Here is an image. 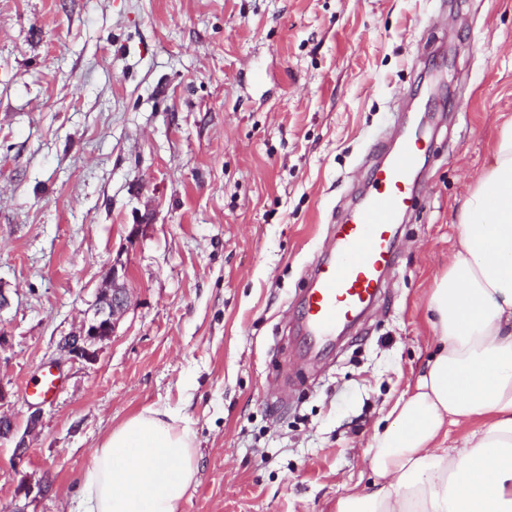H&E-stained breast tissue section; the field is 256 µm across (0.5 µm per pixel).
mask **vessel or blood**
Listing matches in <instances>:
<instances>
[{
  "mask_svg": "<svg viewBox=\"0 0 512 512\" xmlns=\"http://www.w3.org/2000/svg\"><path fill=\"white\" fill-rule=\"evenodd\" d=\"M434 144L423 127L409 131L396 150L370 167L360 200L337 220L330 253L318 261L305 290L301 329L310 347L354 323L380 296L382 275L394 264L397 226L417 203V168ZM62 384L51 368L25 386L34 399Z\"/></svg>",
  "mask_w": 512,
  "mask_h": 512,
  "instance_id": "1",
  "label": "vessel or blood"
}]
</instances>
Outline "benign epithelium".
Returning a JSON list of instances; mask_svg holds the SVG:
<instances>
[{
    "label": "benign epithelium",
    "mask_w": 512,
    "mask_h": 512,
    "mask_svg": "<svg viewBox=\"0 0 512 512\" xmlns=\"http://www.w3.org/2000/svg\"><path fill=\"white\" fill-rule=\"evenodd\" d=\"M127 266L116 260L105 272L106 287L100 289L92 307V313L82 320L79 328L61 343V351L68 359L94 363L106 342L114 336L119 321L131 304L125 287ZM16 440L15 456H26L25 437H17V426L12 417L0 414V440Z\"/></svg>",
    "instance_id": "obj_1"
}]
</instances>
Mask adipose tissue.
Segmentation results:
<instances>
[{"instance_id": "adipose-tissue-1", "label": "adipose tissue", "mask_w": 512, "mask_h": 512, "mask_svg": "<svg viewBox=\"0 0 512 512\" xmlns=\"http://www.w3.org/2000/svg\"><path fill=\"white\" fill-rule=\"evenodd\" d=\"M456 224L427 303L437 349L373 436L372 485L335 512H512V134ZM197 470L189 421L146 407L94 448L73 512H181Z\"/></svg>"}]
</instances>
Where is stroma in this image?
<instances>
[{
  "label": "stroma",
  "mask_w": 512,
  "mask_h": 512,
  "mask_svg": "<svg viewBox=\"0 0 512 512\" xmlns=\"http://www.w3.org/2000/svg\"><path fill=\"white\" fill-rule=\"evenodd\" d=\"M419 121L439 139L385 294L308 353L332 217ZM506 132L512 0H0V411L41 409L23 462L0 442V512H69L93 449L153 404L196 434L182 512H334L434 348L456 206ZM116 259L131 306L95 363L68 360ZM62 384L60 374L52 369H43L36 378L25 386L26 393L32 399L46 400L51 397Z\"/></svg>",
  "instance_id": "obj_1"
}]
</instances>
